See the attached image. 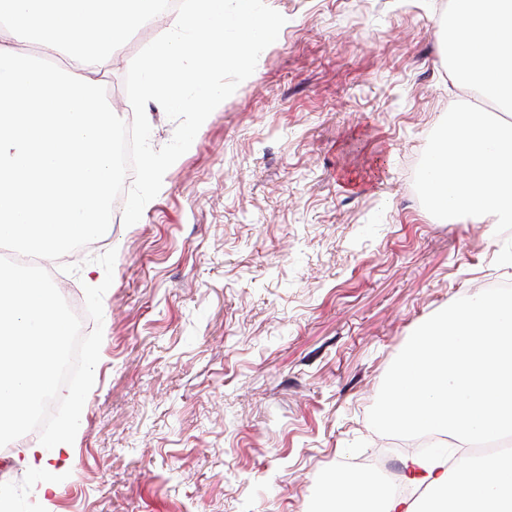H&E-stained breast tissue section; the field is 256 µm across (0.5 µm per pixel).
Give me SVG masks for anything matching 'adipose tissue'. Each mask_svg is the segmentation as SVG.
Masks as SVG:
<instances>
[{
	"label": "adipose tissue",
	"instance_id": "obj_1",
	"mask_svg": "<svg viewBox=\"0 0 512 512\" xmlns=\"http://www.w3.org/2000/svg\"><path fill=\"white\" fill-rule=\"evenodd\" d=\"M448 75L512 112V0H452L440 19ZM385 431L438 434L460 447L512 435V294L480 293L423 322L392 368L374 418ZM69 432L26 448L18 464L55 472ZM404 478L423 484L428 508L372 476L340 471L325 483L321 512H512V458L489 455L449 476L445 461L410 459Z\"/></svg>",
	"mask_w": 512,
	"mask_h": 512
}]
</instances>
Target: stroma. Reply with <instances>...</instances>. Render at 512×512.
<instances>
[{
  "mask_svg": "<svg viewBox=\"0 0 512 512\" xmlns=\"http://www.w3.org/2000/svg\"><path fill=\"white\" fill-rule=\"evenodd\" d=\"M287 20L199 129L141 219L45 262L63 297L105 273L103 342L55 492L0 451L13 512H318L336 471L395 470L413 439L375 427L393 364L435 313L512 283V234L440 224L413 176L455 101L450 0H266ZM174 14L93 78L124 80Z\"/></svg>",
  "mask_w": 512,
  "mask_h": 512,
  "instance_id": "35a3bbf8",
  "label": "stroma"
}]
</instances>
